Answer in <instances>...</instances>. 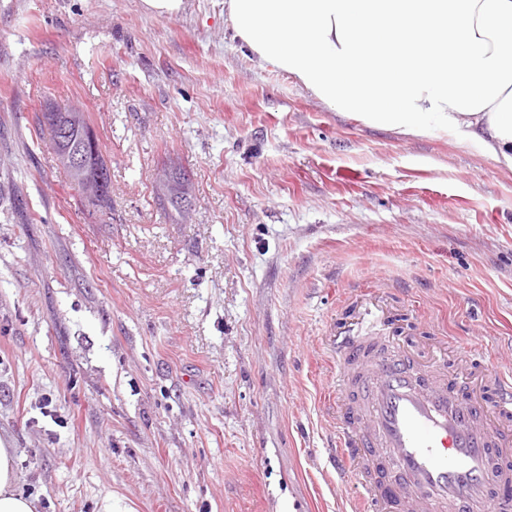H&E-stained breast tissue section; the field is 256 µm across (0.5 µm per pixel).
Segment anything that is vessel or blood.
<instances>
[{"label": "vessel or blood", "instance_id": "vessel-or-blood-1", "mask_svg": "<svg viewBox=\"0 0 512 512\" xmlns=\"http://www.w3.org/2000/svg\"><path fill=\"white\" fill-rule=\"evenodd\" d=\"M382 337L336 341V472L352 512H512V375L487 401L472 375L426 370Z\"/></svg>", "mask_w": 512, "mask_h": 512}]
</instances>
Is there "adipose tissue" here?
I'll return each instance as SVG.
<instances>
[{"label":"adipose tissue","instance_id":"ef3b65f1","mask_svg":"<svg viewBox=\"0 0 512 512\" xmlns=\"http://www.w3.org/2000/svg\"><path fill=\"white\" fill-rule=\"evenodd\" d=\"M236 39L332 110L512 167V0H224ZM0 442V512H37Z\"/></svg>","mask_w":512,"mask_h":512}]
</instances>
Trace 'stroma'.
I'll list each match as a JSON object with an SVG mask.
<instances>
[{"instance_id": "stroma-1", "label": "stroma", "mask_w": 512, "mask_h": 512, "mask_svg": "<svg viewBox=\"0 0 512 512\" xmlns=\"http://www.w3.org/2000/svg\"><path fill=\"white\" fill-rule=\"evenodd\" d=\"M48 105L85 112L111 216ZM371 306L406 351L512 371V169L330 110L224 0H0V440L39 512H349L334 340ZM67 108L65 112H50L48 116L44 115V120L40 115L37 117L39 128L47 135L48 146L56 156V160L62 165L65 172L71 180L82 190L84 197L90 190L86 179L88 176L102 178V183H98V188L107 197L108 205L102 214L111 210L112 205V179L109 166L102 162L101 173H97L87 164L86 169L81 171L79 168L70 167L68 156L74 149H80L84 155L92 157L95 151H98L99 157H103L102 146L96 136V143L86 141L83 138L84 133L89 130V135L95 139L94 130L88 125L84 113L79 108ZM66 130V136L58 135V130ZM176 170L164 171L163 178L160 179L161 198L181 221L186 222L190 219L191 210L185 208L182 202L190 195L186 188V179L178 177Z\"/></svg>"}]
</instances>
